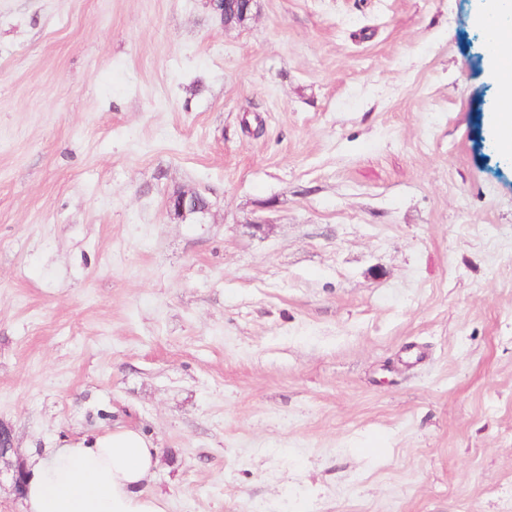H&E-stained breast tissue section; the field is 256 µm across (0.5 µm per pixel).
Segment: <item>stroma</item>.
Here are the masks:
<instances>
[{
    "instance_id": "1",
    "label": "stroma",
    "mask_w": 512,
    "mask_h": 512,
    "mask_svg": "<svg viewBox=\"0 0 512 512\" xmlns=\"http://www.w3.org/2000/svg\"><path fill=\"white\" fill-rule=\"evenodd\" d=\"M484 38L478 0H0L14 461L131 426L168 512H512ZM168 207L178 214L204 213L209 208L207 199L199 193L177 190L168 197Z\"/></svg>"
}]
</instances>
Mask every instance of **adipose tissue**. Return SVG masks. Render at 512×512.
<instances>
[{
  "label": "adipose tissue",
  "mask_w": 512,
  "mask_h": 512,
  "mask_svg": "<svg viewBox=\"0 0 512 512\" xmlns=\"http://www.w3.org/2000/svg\"><path fill=\"white\" fill-rule=\"evenodd\" d=\"M498 35L500 52L493 58L499 88L497 142L512 154V25ZM158 462L153 442L126 426L64 440L29 455L25 512H167L165 498L144 489Z\"/></svg>",
  "instance_id": "adipose-tissue-1"
}]
</instances>
